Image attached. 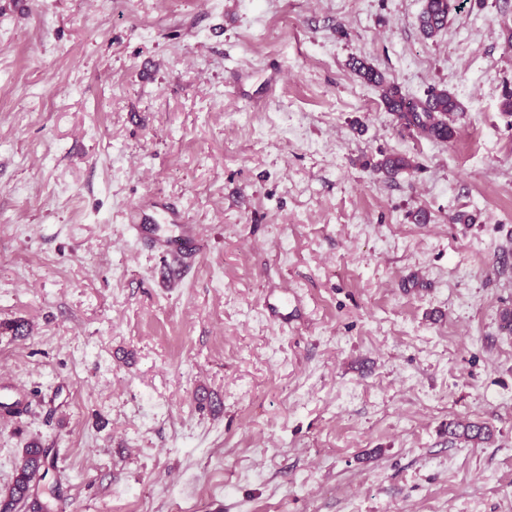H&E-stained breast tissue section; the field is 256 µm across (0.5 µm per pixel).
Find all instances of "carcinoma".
<instances>
[{"label":"carcinoma","instance_id":"1","mask_svg":"<svg viewBox=\"0 0 512 512\" xmlns=\"http://www.w3.org/2000/svg\"><path fill=\"white\" fill-rule=\"evenodd\" d=\"M454 9L455 0H426L419 17V28L424 36L431 38L443 30ZM353 70L366 82L381 89V99L387 111L393 113L405 128L443 141L453 137L454 128L449 120L459 111V104L447 90L434 89L425 101L414 104L405 98L398 85L386 81L381 72L365 62L355 61ZM448 434L468 443L490 439L492 430L485 424L456 422L448 424ZM54 469L55 458L51 449L43 448L35 441L28 443L15 467L11 485L0 491V512H16L19 505L32 496L37 482Z\"/></svg>","mask_w":512,"mask_h":512}]
</instances>
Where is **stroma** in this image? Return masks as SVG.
Returning a JSON list of instances; mask_svg holds the SVG:
<instances>
[{
	"label": "stroma",
	"mask_w": 512,
	"mask_h": 512,
	"mask_svg": "<svg viewBox=\"0 0 512 512\" xmlns=\"http://www.w3.org/2000/svg\"><path fill=\"white\" fill-rule=\"evenodd\" d=\"M459 3L0 0V490L36 441L51 512H512V0ZM150 195L193 264L130 236ZM419 17V28L424 36L431 38L443 30L448 23V16L456 9L454 0H426ZM355 73L366 82L381 89V99L388 112H392L409 130L430 138L447 141L454 135L450 116L459 111L456 99L448 90H432L422 103L405 98L398 85L386 81L384 75L361 60L353 63ZM448 434L460 442H475L490 439L492 430L489 426L480 423H449Z\"/></svg>",
	"instance_id": "stroma-1"
}]
</instances>
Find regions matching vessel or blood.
<instances>
[{"label": "vessel or blood", "mask_w": 512, "mask_h": 512, "mask_svg": "<svg viewBox=\"0 0 512 512\" xmlns=\"http://www.w3.org/2000/svg\"><path fill=\"white\" fill-rule=\"evenodd\" d=\"M128 229L135 239L148 241L156 253L180 265L201 253L198 225L187 223L176 209L151 197L131 208Z\"/></svg>", "instance_id": "vessel-or-blood-1"}]
</instances>
